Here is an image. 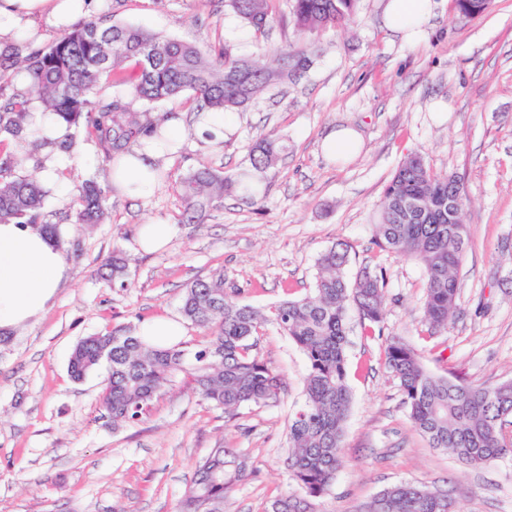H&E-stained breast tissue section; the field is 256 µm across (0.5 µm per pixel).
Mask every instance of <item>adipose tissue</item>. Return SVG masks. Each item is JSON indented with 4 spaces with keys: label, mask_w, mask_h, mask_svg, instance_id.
Instances as JSON below:
<instances>
[{
    "label": "adipose tissue",
    "mask_w": 512,
    "mask_h": 512,
    "mask_svg": "<svg viewBox=\"0 0 512 512\" xmlns=\"http://www.w3.org/2000/svg\"><path fill=\"white\" fill-rule=\"evenodd\" d=\"M94 2L0 0V54H11L29 30L66 28L75 16L89 13ZM431 13L432 0H387L384 25L412 43ZM27 123L50 139L42 155L41 179L52 184L58 170L71 162L69 154L59 149L60 143L69 140L71 129L59 116L40 109L30 112ZM161 133L166 147H136L124 155L119 170L112 174V186L118 193L141 197L155 185L159 159L185 135L181 119L170 118L162 124ZM68 269L64 250L48 235L27 224L0 222V333L12 332L41 313Z\"/></svg>",
    "instance_id": "1"
}]
</instances>
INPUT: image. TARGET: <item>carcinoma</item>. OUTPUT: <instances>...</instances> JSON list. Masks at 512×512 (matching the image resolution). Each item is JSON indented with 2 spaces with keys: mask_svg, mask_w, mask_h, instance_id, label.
<instances>
[{
  "mask_svg": "<svg viewBox=\"0 0 512 512\" xmlns=\"http://www.w3.org/2000/svg\"><path fill=\"white\" fill-rule=\"evenodd\" d=\"M270 0H224L245 25L265 32L272 20ZM358 0H291L297 35L344 29ZM110 44L108 59L102 44ZM27 75L24 91L0 88V141L36 148L26 125L27 112L39 105L69 125L84 126L99 149L118 159L146 141L161 140L157 119L138 112L135 103H156L189 92L213 111L242 109L265 91L291 80L308 65V49L287 44L274 67L259 65L222 46L199 47L105 17L80 21L45 47L11 55ZM113 90L99 106L96 97ZM284 151L265 136L250 150L256 171L274 165ZM12 158L0 161V221L30 224L61 241L57 224L43 221L45 193L17 171ZM235 186L254 194L247 175L232 182L208 167L190 172L181 183L186 206L203 212ZM82 224H100L108 196L93 179L76 186ZM469 198L461 181L438 176L418 153L408 154L393 172L375 228L382 252L418 261L425 279L424 315L429 327L448 326L459 295V269L468 244L462 212ZM345 244L333 245L317 261L315 288L300 299H284L261 311L242 301L243 289L224 282V274L198 279L186 289L182 314L210 335L187 350L148 345L132 327H116L88 336L74 347L70 375L81 380L105 363L112 347L108 380L100 397L113 426L141 420L170 389L185 387L198 399L224 411L231 421L245 406L278 400L281 378L252 353L255 338L273 322L305 356V398L288 420V475L298 487L273 501L270 512H317L316 502L333 484L343 465L340 452L351 405L347 383L346 318L357 310L370 331L381 328L386 308L383 267L364 268L346 280ZM385 364L399 380L409 417L429 446L444 450L466 466H481L512 455V380L473 386L428 372L418 351L399 338L385 349ZM228 449L220 444L196 463V476L181 501V512H224V498L241 470H226ZM357 512H456L438 491L400 483L381 491Z\"/></svg>",
  "mask_w": 512,
  "mask_h": 512,
  "instance_id": "obj_1",
  "label": "carcinoma"
}]
</instances>
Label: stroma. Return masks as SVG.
I'll use <instances>...</instances> for the list:
<instances>
[{
    "label": "stroma",
    "mask_w": 512,
    "mask_h": 512,
    "mask_svg": "<svg viewBox=\"0 0 512 512\" xmlns=\"http://www.w3.org/2000/svg\"><path fill=\"white\" fill-rule=\"evenodd\" d=\"M433 2L422 41L410 45L384 27L386 0H358L348 29L315 36L311 64L293 84L227 111L223 139L197 133L191 94L149 105L153 115L182 118L186 134L144 197L113 191L109 159L86 131L74 132L84 161L61 171L44 207L61 227L68 276L41 314L0 342V512H180L197 460L220 443L248 462L224 512H270L296 489L286 469L287 427L306 375L304 356L276 324L264 325L253 352L279 371L280 398L243 407L230 422L176 387L142 421L113 429L100 407L106 367L77 381L69 358L80 340L106 329L181 319L187 285L219 272L258 308L304 297L318 258L336 243L349 247L347 278L367 265L386 268L387 309L379 336L348 313L344 465L319 512H357L403 482L447 494L457 512H512V456L467 467L431 448L385 365L388 340L399 336L433 374L471 385L512 380V0H492L474 17L455 0ZM271 7L274 21L261 34L222 0H99L94 14L203 49L227 44L271 66L294 31L286 0ZM336 127L359 132L353 153L324 154L322 140ZM267 134L286 150L255 173L258 195L225 190L221 207L188 221L183 177L201 166L236 176ZM411 152L435 174L460 177L470 196L457 310L434 334L424 322L421 266L374 243L384 188ZM90 177L108 191L101 224L77 220L74 187ZM148 223L173 227L153 253L138 247ZM116 248L128 275L107 283L99 270Z\"/></svg>",
    "instance_id": "35a3bbf8"
}]
</instances>
